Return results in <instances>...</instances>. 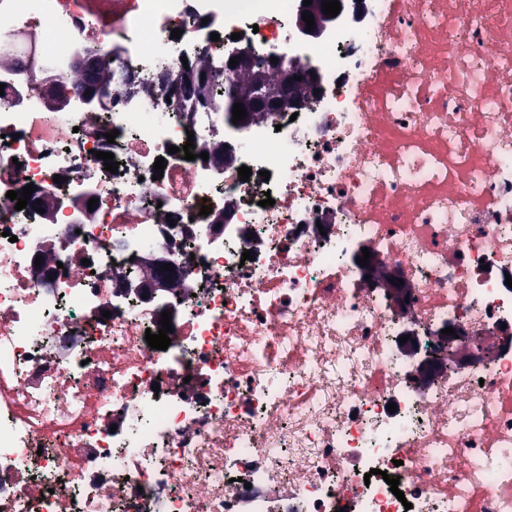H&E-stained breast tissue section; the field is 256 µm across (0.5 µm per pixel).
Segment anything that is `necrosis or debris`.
I'll use <instances>...</instances> for the list:
<instances>
[{
    "label": "necrosis or debris",
    "instance_id": "obj_1",
    "mask_svg": "<svg viewBox=\"0 0 512 512\" xmlns=\"http://www.w3.org/2000/svg\"><path fill=\"white\" fill-rule=\"evenodd\" d=\"M300 3L0 0V512H512V0ZM92 44L131 84L88 102ZM235 50L316 80L166 100Z\"/></svg>",
    "mask_w": 512,
    "mask_h": 512
}]
</instances>
